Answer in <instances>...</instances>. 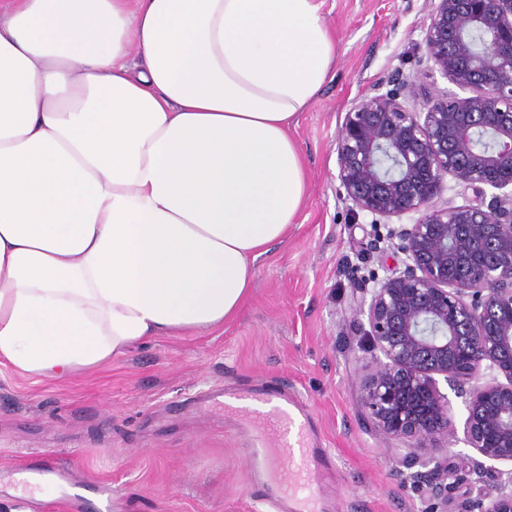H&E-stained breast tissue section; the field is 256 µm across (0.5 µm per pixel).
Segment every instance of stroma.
<instances>
[{"mask_svg":"<svg viewBox=\"0 0 512 512\" xmlns=\"http://www.w3.org/2000/svg\"><path fill=\"white\" fill-rule=\"evenodd\" d=\"M431 0H324L335 31L334 77L294 132L308 197L287 240L256 267L235 320L194 336H161L72 379L24 377L0 365V512H49L66 485L21 487L25 465L49 456L89 480L73 512H98L94 482L112 485V512H254L247 459L263 431L233 399L297 396L309 440L323 449L319 512H423L392 441L358 401L374 357L355 308L362 278L401 262L370 250L369 216L340 198L335 139L344 113L392 70L430 83L419 25Z\"/></svg>","mask_w":512,"mask_h":512,"instance_id":"stroma-1","label":"stroma"}]
</instances>
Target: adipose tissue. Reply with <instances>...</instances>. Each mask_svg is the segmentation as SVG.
Listing matches in <instances>:
<instances>
[{
  "label": "adipose tissue",
  "instance_id": "adipose-tissue-1",
  "mask_svg": "<svg viewBox=\"0 0 512 512\" xmlns=\"http://www.w3.org/2000/svg\"><path fill=\"white\" fill-rule=\"evenodd\" d=\"M323 0H0V364L233 320L304 205Z\"/></svg>",
  "mask_w": 512,
  "mask_h": 512
}]
</instances>
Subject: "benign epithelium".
Wrapping results in <instances>:
<instances>
[{"mask_svg":"<svg viewBox=\"0 0 512 512\" xmlns=\"http://www.w3.org/2000/svg\"><path fill=\"white\" fill-rule=\"evenodd\" d=\"M425 78L456 87L417 100L397 71L344 113L337 179L355 212L386 224L375 249L402 266L362 289L360 332L376 359L359 406L385 439L427 449L455 437L441 376L464 399V441L485 461L512 462V0H433L421 21ZM488 203L442 201L448 179ZM410 476L426 512H512V472L478 496L459 492L450 456L430 455Z\"/></svg>","mask_w":512,"mask_h":512,"instance_id":"7a95c632","label":"benign epithelium"}]
</instances>
